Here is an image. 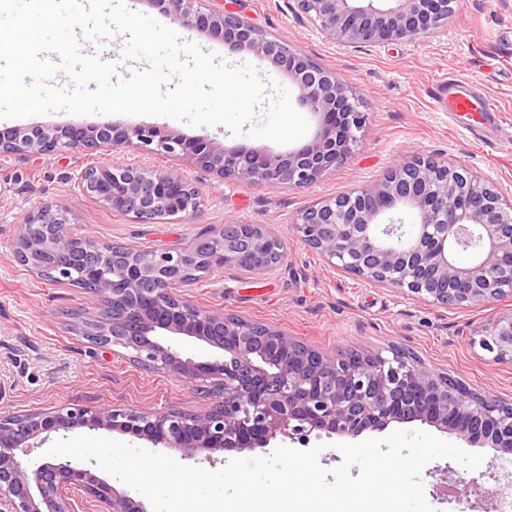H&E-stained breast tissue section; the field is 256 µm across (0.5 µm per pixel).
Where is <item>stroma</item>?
Returning a JSON list of instances; mask_svg holds the SVG:
<instances>
[{
    "mask_svg": "<svg viewBox=\"0 0 512 512\" xmlns=\"http://www.w3.org/2000/svg\"><path fill=\"white\" fill-rule=\"evenodd\" d=\"M207 9H232L268 36L334 70L355 90L368 123L348 162L305 188L222 181L196 167L186 177L204 194L201 212L166 224H137L123 214L77 196L72 186L86 168L103 163L169 166L163 155L130 149L70 150L27 157L0 154V414H27L62 406H120L139 411H195L206 397L162 370H145L123 347L101 348L84 334L97 300L73 286L42 279L20 265L13 241L23 218L42 204L65 205L73 233L131 246L181 247L210 227L232 221L273 224L288 258L264 275L224 267L211 269L184 289L192 305L220 310L275 327L325 353L339 349L391 357L410 352L438 373L461 379L477 393L512 404V364L495 362L470 339L489 318L512 312V294L470 307H443L371 284L304 245L291 225L312 205L381 178L395 164L417 154L467 166L490 181L512 187V143L497 148L469 138L437 111L434 95L451 75L473 82L512 133V0H461L445 26L411 43L353 48L329 42L301 13L297 0H203ZM134 11L159 19L183 41L218 54L224 61L254 65L264 83L275 82L298 96L288 76L269 62L225 46L159 14L149 0ZM164 125L188 137L220 141L225 147L271 152L280 144L235 136L222 125L193 127L164 116L73 115L55 112L16 119L19 127ZM485 460L470 471L436 460L422 472L426 499L435 512H493L481 495H455L459 480L493 488L512 454L487 447Z\"/></svg>",
    "mask_w": 512,
    "mask_h": 512,
    "instance_id": "stroma-1",
    "label": "stroma"
}]
</instances>
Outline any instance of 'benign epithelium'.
I'll return each mask as SVG.
<instances>
[{
    "instance_id": "1",
    "label": "benign epithelium",
    "mask_w": 512,
    "mask_h": 512,
    "mask_svg": "<svg viewBox=\"0 0 512 512\" xmlns=\"http://www.w3.org/2000/svg\"><path fill=\"white\" fill-rule=\"evenodd\" d=\"M328 39L344 44H396L434 33L448 20L455 0H297ZM182 26L270 62L299 90V101L318 117L313 138L287 153L224 147L187 138L166 127L65 126L0 129V153L26 156L64 150L131 148L166 154L219 179L312 185L347 162L366 125L367 113L336 73L313 63L280 40L259 32L231 9L203 11L200 0H150ZM78 193L106 208H122L138 224L195 216L202 191L181 168L101 164L77 179ZM412 212L408 234L390 213ZM389 222H383V218ZM67 208L43 204L28 213L13 244L18 260L39 274L74 278L73 262H85L87 292L103 307L85 323V335L101 347L120 345L144 368L165 370L200 393H217L203 411L144 412L121 407H59L22 417L0 415V512H75L71 493L90 512H146L106 480L71 462L24 464L42 435L76 428L131 434L191 458L201 449L265 448L281 438L307 443L310 436L356 438L392 422L420 421L466 442L512 454V415L494 413L485 396L469 400L428 368L401 370L390 358L357 361L339 351L322 354L269 326L189 304L180 289L188 265L203 270L215 260L262 274L285 258L279 231L270 224L230 222L183 247L141 251L73 236ZM298 238L356 276L425 301L454 307L490 302L512 290V192L481 176L433 158L412 155L382 179L330 198L297 215ZM469 251L460 266L452 253ZM184 335L222 351L210 362L182 358L157 341ZM471 342L512 363V312L495 317Z\"/></svg>"
}]
</instances>
